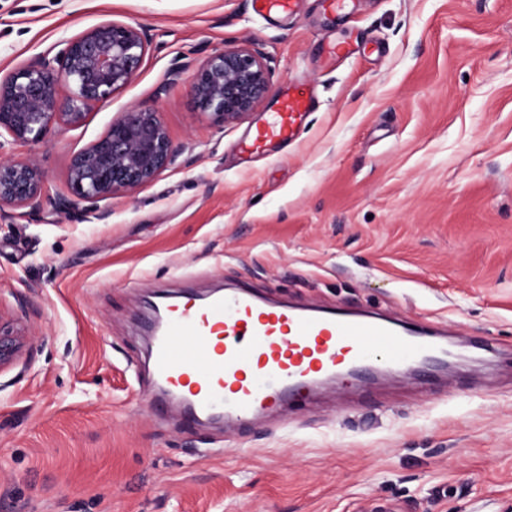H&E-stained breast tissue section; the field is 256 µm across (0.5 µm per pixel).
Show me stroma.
Here are the masks:
<instances>
[{
  "label": "stroma",
  "instance_id": "1",
  "mask_svg": "<svg viewBox=\"0 0 512 512\" xmlns=\"http://www.w3.org/2000/svg\"><path fill=\"white\" fill-rule=\"evenodd\" d=\"M108 20L152 38L132 80L15 150L47 193L0 228V312L31 337L0 371V512H512V0H299L283 21L250 0H0V76ZM249 41L273 91L319 103L245 164L270 102L220 126L164 81ZM133 106L159 110L175 164L84 220L56 208ZM239 287L444 327L462 359L428 384L322 385L311 414L155 410L148 300Z\"/></svg>",
  "mask_w": 512,
  "mask_h": 512
}]
</instances>
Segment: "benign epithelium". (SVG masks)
Here are the masks:
<instances>
[{"instance_id": "1", "label": "benign epithelium", "mask_w": 512, "mask_h": 512, "mask_svg": "<svg viewBox=\"0 0 512 512\" xmlns=\"http://www.w3.org/2000/svg\"><path fill=\"white\" fill-rule=\"evenodd\" d=\"M59 46L54 55L39 54L0 79V222L8 218L4 207L36 209L46 193L43 170L33 159L14 155V148L81 125L92 106L131 81L149 38L138 25L108 20ZM189 70L199 107L223 125L254 112L271 88L272 72L254 43L226 47L198 63H178L168 80L173 83ZM62 82L71 88L63 106L57 96ZM177 157L160 112L132 108L72 158L67 193L54 204L80 220L97 202L152 181ZM29 342L18 320L0 312V370L16 363Z\"/></svg>"}]
</instances>
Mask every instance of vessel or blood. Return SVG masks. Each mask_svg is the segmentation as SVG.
<instances>
[{
    "label": "vessel or blood",
    "instance_id": "b4317fda",
    "mask_svg": "<svg viewBox=\"0 0 512 512\" xmlns=\"http://www.w3.org/2000/svg\"><path fill=\"white\" fill-rule=\"evenodd\" d=\"M255 13L294 15L298 0H251ZM318 104L314 87L290 85L268 120L245 135L246 156L295 140ZM153 375L184 394L195 415L249 420L273 405L305 403L326 376L360 377L373 360L389 366L442 364L446 349L430 326L344 307L304 310L228 289L200 303L183 296L165 306L151 353Z\"/></svg>",
    "mask_w": 512,
    "mask_h": 512
}]
</instances>
